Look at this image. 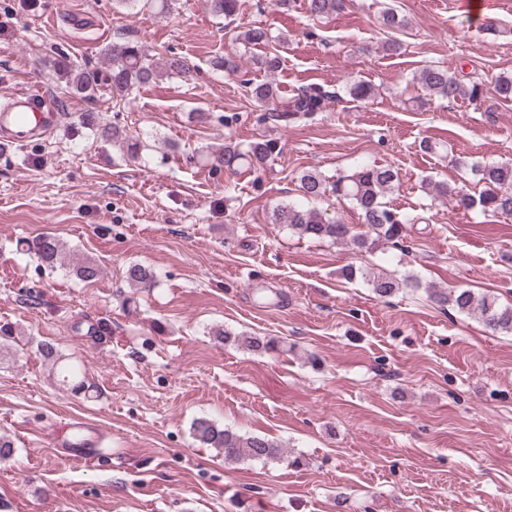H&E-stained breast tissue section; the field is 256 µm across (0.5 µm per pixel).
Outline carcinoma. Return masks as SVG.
<instances>
[{"label":"carcinoma","instance_id":"1","mask_svg":"<svg viewBox=\"0 0 512 512\" xmlns=\"http://www.w3.org/2000/svg\"><path fill=\"white\" fill-rule=\"evenodd\" d=\"M211 11L224 17L239 14L240 0H209ZM278 5L292 9L298 7L307 16L320 19L335 13L343 7V0H276ZM381 24L391 30L403 29L407 20L397 10L386 6L380 11ZM269 40V34L261 27L252 26L240 33L244 45H259ZM108 67L103 71L83 70L73 73L68 58H56L52 67L56 74L67 79L74 94L82 98H91L106 87L112 92V101L121 106L129 101L132 93L153 83L160 77L158 63L154 61L150 50L137 41L120 44H108L102 49ZM259 69L272 75L282 66L279 54L270 52L256 59ZM413 82L429 95L448 100L467 99L471 102L487 98L501 102H512V74L499 75L493 82L487 83L477 76L463 78L449 72L443 65H429L413 76ZM249 84L251 101L272 113V117L285 123L293 120L309 119L326 110V105L337 98L335 92L322 85H309L298 89L286 106L277 104L279 91L271 82ZM354 101L368 102L375 98V87L363 80H354L347 87ZM81 124L95 129L103 140L119 145L127 156L139 157L140 139L127 135L119 126L100 124L91 112L80 116ZM277 150V142L258 139L243 148L233 141L224 143V148L213 157L211 166L215 170L238 172L245 168L258 171L263 169ZM471 171L478 177L477 183L483 190L474 195L463 186H451L445 182H429L435 198H446L458 210H479L485 215L512 216V163H491L477 165ZM298 191L305 202L318 198L336 197L349 201L358 211L361 228L344 223L339 218H328L320 211L305 206V202H290L273 209L271 223L285 224L299 238L325 241L345 245L356 252H371L376 244L384 241L396 244L402 237L406 225L412 218L400 213L385 201V196L399 186L398 171L389 164L369 165L355 168L347 173L327 177L316 169L304 172L299 178ZM23 246L50 268L57 266L72 270L83 281H95L101 277V267L90 260L68 263L65 261V246L58 238L50 235L37 236L25 241ZM341 276L349 281L361 276L376 295L390 297L402 289L419 290L422 282L415 276L398 278L388 273L368 276L361 268L348 266ZM126 278L137 288H149L153 285V272L144 266L134 264L128 267ZM424 289V288H422ZM430 300L444 307L450 306L460 313L475 316L491 334L512 335V304H503L495 296L478 295L470 290H446L433 285L424 289ZM224 342H232L247 350L269 353L284 350L274 338L260 336H233L222 332ZM43 356L52 362V368L60 377V382L73 391L84 388L81 372L70 363L63 361L56 348L50 343L41 346ZM191 435L204 448H214L224 455V461L272 462L278 461L285 453L284 447L266 435L240 434L219 425L208 417H200L191 425Z\"/></svg>","mask_w":512,"mask_h":512}]
</instances>
